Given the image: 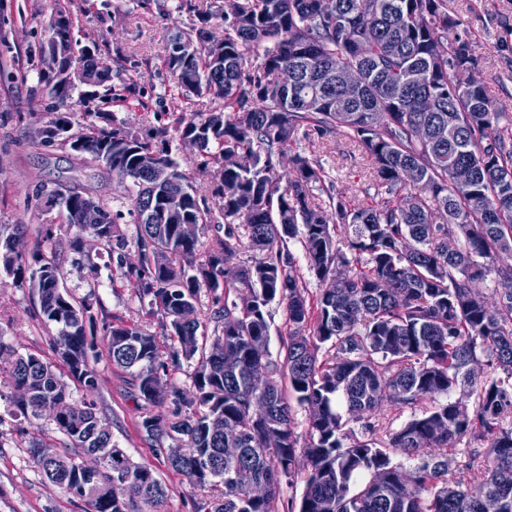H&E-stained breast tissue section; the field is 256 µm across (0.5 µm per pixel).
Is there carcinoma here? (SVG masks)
<instances>
[{"label":"carcinoma","mask_w":512,"mask_h":512,"mask_svg":"<svg viewBox=\"0 0 512 512\" xmlns=\"http://www.w3.org/2000/svg\"><path fill=\"white\" fill-rule=\"evenodd\" d=\"M239 0L224 17V39L210 41L212 14L178 30L183 45L167 67L189 100L210 96L221 108L179 121L180 140L201 157L198 175L224 166V182L211 192L218 209L198 197L171 157L166 141L140 137L123 123L72 132L56 117L41 131L88 154L113 176L131 179L141 233L140 255L125 267L128 244L115 234L116 215L86 189H56L51 198L77 225L85 204L106 222L79 227L117 256L133 287L151 297L168 319L177 347L166 352L137 325L98 323L92 304L76 302L61 286V266L35 250L27 262L13 250L21 224L0 225V266L39 299L40 316L54 327V350L67 374L37 355H19L0 341L20 414L51 417L68 440L59 453L34 442L37 467L84 512H165L169 488L149 466L112 444L94 404L69 402L68 381L97 388L91 361L105 354L128 372L149 404L167 398L182 412L175 422L149 414L142 420L157 456L171 439L191 457L171 468L209 492L201 512H272L282 483L307 472L298 512H512V116L499 111L484 85L459 86L457 73L477 67L470 42L448 41L456 21L448 0ZM448 43L439 56L437 43ZM261 51L252 64L246 50ZM57 72H39L50 94L64 99L84 76L103 83L111 67L84 49ZM364 71L362 86L345 92L333 72ZM305 127L320 137L342 136L361 146L373 169L372 203L353 207L325 186L315 158L293 153L294 177L279 175L275 160L290 151ZM247 150L254 165L235 160ZM408 166L420 181L405 184ZM466 166L471 180L454 182ZM224 219V235L219 219ZM199 233L185 237L181 225ZM297 243L309 270L336 282L309 298L290 248ZM248 246L253 264L227 268L224 254ZM490 258L488 268L477 258ZM495 274V311L474 283ZM224 297L208 321L218 334L207 343L206 323L182 321L198 313L200 289ZM235 298H230V295ZM286 306L289 329L281 361L267 352L268 306ZM336 350L325 360L324 348ZM197 362L195 392L168 387L169 368ZM490 372L483 373L481 366ZM466 388L470 409L446 402L398 431L380 437L374 415L392 399L414 406L428 396ZM305 408L307 432L292 426V403ZM465 440L473 448L462 468L448 471V449ZM429 449L410 475L393 461ZM103 454L88 475L82 456Z\"/></svg>","instance_id":"carcinoma-1"}]
</instances>
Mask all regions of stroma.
Returning <instances> with one entry per match:
<instances>
[{
	"label": "stroma",
	"mask_w": 512,
	"mask_h": 512,
	"mask_svg": "<svg viewBox=\"0 0 512 512\" xmlns=\"http://www.w3.org/2000/svg\"><path fill=\"white\" fill-rule=\"evenodd\" d=\"M159 12L153 0H0V224H22L24 255L42 250L55 256L63 272V286L75 299L94 304L97 316L143 327L161 346L172 341L163 329L161 314L152 312L149 299L119 271L109 250L99 245L76 253L68 248L75 227L59 208L48 207L45 192L78 184L95 186L99 196L117 213L116 233L134 243L140 226L131 212V196L105 177L90 156L75 155L62 141H45L38 134L61 113L38 74L40 49L49 41L58 12L70 19L75 47L96 45L122 77L112 87L121 96L91 101L89 108L122 121L140 134L165 133L171 151L189 177H196L198 158L185 148L176 119L216 107L211 97L184 99L166 66L171 34L195 21L194 7H211L209 30L224 33V0H166ZM450 14L459 22L477 58L478 78L496 107L512 114V0H448ZM293 151L317 158L334 181V189L349 204L368 201L364 193L373 173L361 147L343 139L323 140L304 132L292 138ZM53 225L54 238H41L44 225ZM0 342L16 353L53 360L50 335L30 288L17 286L0 270ZM98 387L89 392L70 384L72 401L94 402L112 431V442L132 461L155 466L169 487L166 512H196L205 494L184 476L158 464L153 448L143 440L140 423L146 411L171 420L176 407L164 402L146 408L134 397L132 378L100 358L95 363ZM14 392L9 374L0 370V512H82V501L48 481L33 462L29 447L39 441L64 448L67 440L51 418H24L10 402Z\"/></svg>",
	"instance_id": "obj_1"
}]
</instances>
